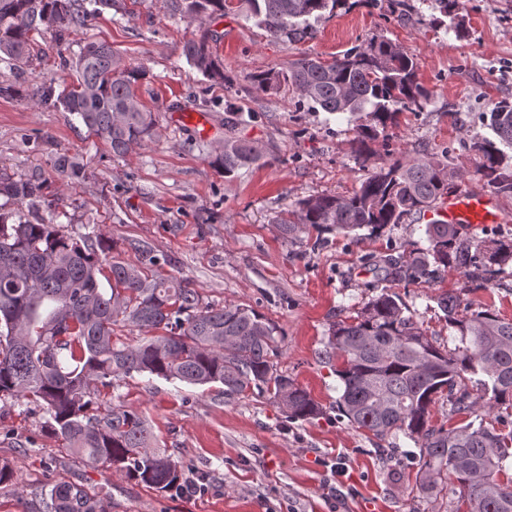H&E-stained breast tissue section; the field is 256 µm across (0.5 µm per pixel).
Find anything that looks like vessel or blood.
I'll list each match as a JSON object with an SVG mask.
<instances>
[{
    "instance_id": "1",
    "label": "vessel or blood",
    "mask_w": 512,
    "mask_h": 512,
    "mask_svg": "<svg viewBox=\"0 0 512 512\" xmlns=\"http://www.w3.org/2000/svg\"><path fill=\"white\" fill-rule=\"evenodd\" d=\"M434 221L471 230L501 223L497 198L487 192L451 190L432 212Z\"/></svg>"
}]
</instances>
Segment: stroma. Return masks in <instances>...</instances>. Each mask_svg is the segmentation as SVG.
<instances>
[{
  "label": "stroma",
  "mask_w": 512,
  "mask_h": 512,
  "mask_svg": "<svg viewBox=\"0 0 512 512\" xmlns=\"http://www.w3.org/2000/svg\"><path fill=\"white\" fill-rule=\"evenodd\" d=\"M410 2L406 15L387 17L368 0H343L314 21L313 38L290 42L233 12L189 22L176 14L175 0H123L122 10L104 13L64 41L37 35L45 56L34 73L0 64V82L27 86L37 77L61 90L73 81L81 46L105 41L127 66L145 67L139 94L157 120L155 139L116 157L68 113L0 98V166L48 174L55 154L74 157L87 172L85 182L52 184L57 210L71 218L63 232L74 235L96 222L113 256L131 264L138 256L129 240L147 243L166 260L162 274L186 278L206 302L248 305L275 321L278 373L325 410L313 420H292L258 392L229 399L219 384L191 386L143 374L113 379L100 403L141 414L156 447L188 464L199 485L192 494L158 493L73 458L45 432L40 406L2 398L0 464L13 478L0 484V512H48L57 482L89 488L103 512H455L456 501L420 489L413 441L380 440L338 416L341 384L319 359L330 325L356 316L386 288L374 258H405L427 247V220L408 217L376 236L327 232L320 246L311 235L284 238L274 220L298 200L345 195L364 178L353 138L370 118L309 112L287 86L262 92L250 82L252 73L285 69L303 55L328 61L371 37H388L418 60V79L432 96L420 111L398 114L386 137L373 142L370 165L444 150L463 173L458 187L484 189L471 145L491 134L483 113L512 99V0H465L463 39L446 31L440 13L414 12L420 0ZM202 27L216 32L213 51L236 78L239 136L266 153L265 163L229 178L211 164L224 140V86L181 53ZM177 110L209 113L210 133L174 121ZM35 135L43 139L36 151L26 143ZM395 290L443 345L449 331L435 303L441 293L512 319V263L484 288L452 268L434 282H402Z\"/></svg>",
  "instance_id": "obj_1"
}]
</instances>
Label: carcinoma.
<instances>
[{
	"label": "carcinoma",
	"instance_id": "1",
	"mask_svg": "<svg viewBox=\"0 0 512 512\" xmlns=\"http://www.w3.org/2000/svg\"><path fill=\"white\" fill-rule=\"evenodd\" d=\"M343 0H179L190 20L236 11L255 21L274 39L301 40L309 20ZM451 17L462 0H423ZM121 8L118 0H0V63L12 70L41 59L34 34L49 31L58 40L84 27L90 18ZM214 34L205 29L185 41L181 52L204 76L224 84V146L214 163L231 176L264 159L258 144L236 130L242 112L232 102L235 77L214 54ZM77 85L56 91L42 82L24 91L0 84V97H28L69 113L89 134L107 141L116 156L158 135L153 113L138 96L146 70L122 63L106 42H88L74 63ZM416 59L399 44L376 36L330 61L303 56L281 71L251 75L262 91L292 89L313 112H368L372 124L357 128L356 159L365 162L369 143L386 132L396 115L423 107L431 91L417 79ZM490 122L496 138L473 143L478 171L497 196L512 197V100L494 104ZM57 180L86 179L82 166L66 153L55 155ZM461 174L433 155L397 158L374 168L347 195L318 194L297 201L274 221L290 239L315 231L372 235L414 214L430 210ZM0 398H22L41 406L45 430L86 463L124 473L157 492L179 487L185 466L152 446V435L138 413L117 408L90 412L92 396L112 386V378L148 374L194 386L220 384L224 396L266 393L297 420L323 414L322 405L273 358L279 329L246 305L215 306L190 283L163 276L165 259L132 243L136 264L106 257L110 246L93 232L78 236L59 229L60 213L51 199V182L42 172L18 175L0 168ZM43 214L35 222L28 212ZM429 246L403 265L381 260L388 280L434 279L450 267L481 287L512 260V240L474 241L453 224L426 225ZM106 281L110 288L102 287ZM456 344L437 345L415 320L400 296L387 289L372 297L351 322L333 323L321 359L341 382L337 411L350 425L382 440L402 434L420 448L419 485L444 491L467 512H512V429L488 424L477 413L468 387L496 405L512 402V320L483 307L460 308L459 299L436 298ZM155 329L161 334L131 345L113 336L116 326ZM448 398V426L431 424L432 407ZM460 418L453 425L451 421ZM51 512H101L96 495L71 483L50 489Z\"/></svg>",
	"mask_w": 512,
	"mask_h": 512
}]
</instances>
